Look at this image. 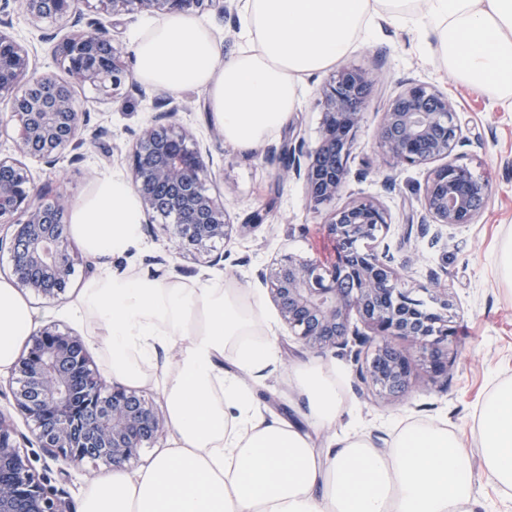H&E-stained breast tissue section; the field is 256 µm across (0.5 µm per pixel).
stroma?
Listing matches in <instances>:
<instances>
[{"mask_svg":"<svg viewBox=\"0 0 512 512\" xmlns=\"http://www.w3.org/2000/svg\"><path fill=\"white\" fill-rule=\"evenodd\" d=\"M9 33L32 46L36 72L64 76L55 53L66 34L59 23L32 22L16 5H9ZM345 66L373 74L361 124L347 157L348 178L333 202L313 205L302 181L285 176L282 147L292 137L315 149L320 141L323 109L320 91L330 77L322 71L307 78L299 108L256 153H244L225 142L212 123L206 95L188 88L178 93L133 82L113 99H102L91 84H77L73 94L85 113L92 144L80 157L64 153L55 167L37 157L23 162L36 187L48 186L79 202L102 176L117 174L130 179L125 148L146 127L175 120L190 130L208 166L206 187L223 202L232 229L227 237L199 255L169 256L168 265L157 264L168 246L161 221L142 222L141 243L121 265L130 273L180 277L192 282L210 281L240 289L245 297H260L272 331L277 366L263 384L254 386L256 400L269 413L285 418L306 433L314 447H324L328 433L312 425L305 401L292 386V370L317 362L336 369L344 405L336 430L360 423L377 444H385L399 427L414 420L444 422L463 438L471 453H478L477 418L493 379L512 380V284L500 276L497 254L512 238V99L488 96L459 83L426 56L415 33L405 25L378 23L372 34L343 60ZM414 83H427L447 95L466 136L454 153L455 164L467 167L490 193L474 223L444 226L426 216L421 199L432 164L396 165L385 156L378 130L385 108L398 92ZM174 118H167L169 108ZM379 201L391 222L364 241L363 249L389 250L403 287L432 310L450 306V326L458 342L449 347L453 367L448 378L418 369L409 389L385 398L363 383L349 355L331 351L315 354L302 348L289 330L270 290L258 277L285 255L325 263L336 259V244L326 232L330 213L353 199ZM100 272L92 257L77 266L63 300L49 301L34 292L26 297L48 310L47 324L80 337L104 390L115 387L109 357L96 338L91 314L80 304L83 287ZM10 374L0 373V412L11 415L15 440L40 482L58 496L78 503L91 479L105 472L104 464L89 462L68 466L45 457L31 443L27 422L15 415L7 387Z\"/></svg>","mask_w":512,"mask_h":512,"instance_id":"1","label":"stroma"}]
</instances>
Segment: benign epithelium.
Masks as SVG:
<instances>
[{
	"instance_id": "obj_1",
	"label": "benign epithelium",
	"mask_w": 512,
	"mask_h": 512,
	"mask_svg": "<svg viewBox=\"0 0 512 512\" xmlns=\"http://www.w3.org/2000/svg\"><path fill=\"white\" fill-rule=\"evenodd\" d=\"M89 0H21L35 20L61 24L80 15ZM210 4L217 14L230 15L228 0H105L99 9L109 16L188 13ZM0 18V49H10L0 61V100L11 104V119L18 126V149L54 165L65 151L82 147L84 113L73 98L72 86L89 83L113 97L132 79L120 60L109 26L91 21L87 29L72 31L59 47L69 76L64 81L30 68V49L4 31ZM371 85L369 75L340 69L323 90L321 142L306 162L303 151L292 148V172L306 182L310 199L319 205L336 198L347 178L336 165V151L348 143L361 120ZM463 135L448 96L423 84L397 94L384 113L380 140L396 164L420 165L445 159L454 141ZM132 182L144 210L170 226L171 247L193 251L228 234L224 205L207 192L208 168L191 134L172 125L146 128L129 150ZM460 167L448 162L432 173L423 194L422 208L437 224L474 223L488 185L470 187L458 180ZM66 207L35 190L28 170L18 160L0 158V224L15 226L9 252L16 283L48 300L60 299L75 266L80 263L66 234ZM390 223L376 201H353L338 208L327 224L336 240L338 261L330 266L285 257L270 269L273 300L298 340L311 351L342 349L362 344L368 337L350 329L356 312L380 339L374 356L360 370L361 378L388 396L398 397L414 373L409 350L416 349L436 375L448 374V305L426 312L420 301L399 288V275L388 252L359 247L380 227ZM402 339L407 348L393 343ZM12 375L14 407L32 423L39 447L54 460L79 464L102 460L122 465L152 442L161 428L153 404L134 390L103 389L84 352L81 340L44 328L35 333ZM0 512H72L71 502L50 494L24 463L11 438V420L0 413Z\"/></svg>"
}]
</instances>
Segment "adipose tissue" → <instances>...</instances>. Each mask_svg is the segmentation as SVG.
<instances>
[{
    "mask_svg": "<svg viewBox=\"0 0 512 512\" xmlns=\"http://www.w3.org/2000/svg\"><path fill=\"white\" fill-rule=\"evenodd\" d=\"M412 25L463 84L512 96V0H244L239 46L218 49L209 25L173 13L132 35L138 80L206 94L226 142L260 149L301 102L307 77L334 67L377 19ZM136 192L119 175L99 178L72 210L69 233L102 268L83 301L114 379L160 383L170 445L149 467L93 479L77 512H487L474 491L471 452L447 425L413 421L384 447L346 430L326 447L264 413L240 373L274 369L263 303L211 282L131 276L118 267L140 243ZM38 311L0 279V372L33 335ZM231 356L234 372L222 366ZM311 422L334 425L343 395L323 368L296 369ZM485 472L512 495V380L496 382L481 408Z\"/></svg>",
    "mask_w": 512,
    "mask_h": 512,
    "instance_id": "adipose-tissue-1",
    "label": "adipose tissue"
}]
</instances>
